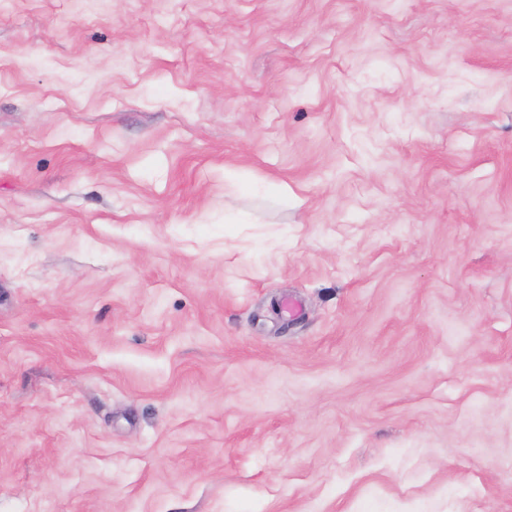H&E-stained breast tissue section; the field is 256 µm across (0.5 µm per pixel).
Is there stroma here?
Masks as SVG:
<instances>
[{"label": "stroma", "mask_w": 512, "mask_h": 512, "mask_svg": "<svg viewBox=\"0 0 512 512\" xmlns=\"http://www.w3.org/2000/svg\"><path fill=\"white\" fill-rule=\"evenodd\" d=\"M0 512H512V0H0Z\"/></svg>", "instance_id": "stroma-1"}]
</instances>
